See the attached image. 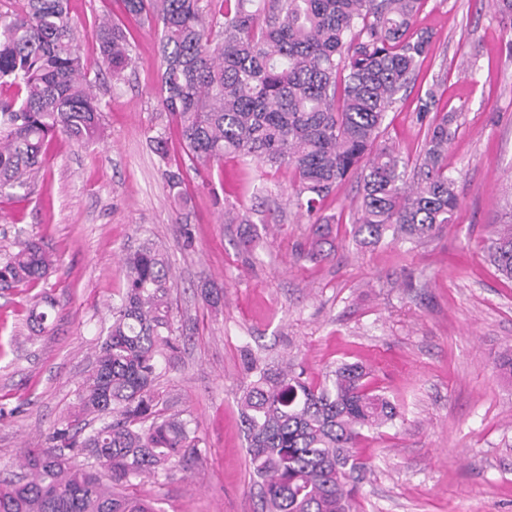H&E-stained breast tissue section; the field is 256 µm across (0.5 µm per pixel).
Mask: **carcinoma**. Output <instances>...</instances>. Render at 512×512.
I'll return each instance as SVG.
<instances>
[{"label": "carcinoma", "mask_w": 512, "mask_h": 512, "mask_svg": "<svg viewBox=\"0 0 512 512\" xmlns=\"http://www.w3.org/2000/svg\"><path fill=\"white\" fill-rule=\"evenodd\" d=\"M424 0H122L123 11L160 31L161 104L181 131L189 168L201 173L234 154L286 167L296 207L321 243L331 218L320 203L354 175L362 201L352 231L365 245L386 235L420 243L454 223L456 180L448 143L457 113L430 115L412 174L378 142L396 95L412 82L431 36L406 37ZM507 20L512 0H493ZM112 80L132 64L126 31L108 17L92 33ZM0 193L26 192L57 137H103L101 106L77 43L69 0H0ZM484 256L512 281V221L497 224ZM54 261L26 240L0 260V284L31 285ZM126 287L95 351L76 402L43 441L18 454L21 475L0 470V512H161L131 493L197 447V427L160 407L159 360L175 351L172 269L145 240L123 258ZM53 303L33 298L41 332ZM254 379L240 397L261 512H355L366 473L355 445L362 431L393 422L397 406L371 390L368 372L342 363L321 383L295 365L248 362Z\"/></svg>", "instance_id": "obj_1"}]
</instances>
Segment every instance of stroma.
<instances>
[{
    "label": "stroma",
    "instance_id": "obj_1",
    "mask_svg": "<svg viewBox=\"0 0 512 512\" xmlns=\"http://www.w3.org/2000/svg\"><path fill=\"white\" fill-rule=\"evenodd\" d=\"M101 102L103 139L54 141L28 194L0 195V258L17 238L58 262L41 283L0 290V466L27 439L42 440L67 414L125 289L120 258L159 241L175 273L177 349L161 364L160 400L199 424L189 470L137 482L163 512H259L238 406L246 363L293 359L313 382L337 364L361 363L393 401V424L364 432L368 470L357 512H512V373L496 369L512 346V281L480 250L512 210V56L486 0H427L415 26L429 53L387 112L380 139L415 165L427 128L417 111L434 97L456 111L448 146L456 223L414 249L360 245L352 233L357 178L321 203L332 217L324 255L311 259V226L289 203L293 174L226 156L206 179L185 172L172 198L166 170L183 165L179 132L160 98L155 29L119 0H69ZM123 24L134 65L113 82L91 37L97 17ZM169 137V157L150 136ZM218 289L207 306L202 288ZM54 309L32 333L35 294Z\"/></svg>",
    "mask_w": 512,
    "mask_h": 512
}]
</instances>
